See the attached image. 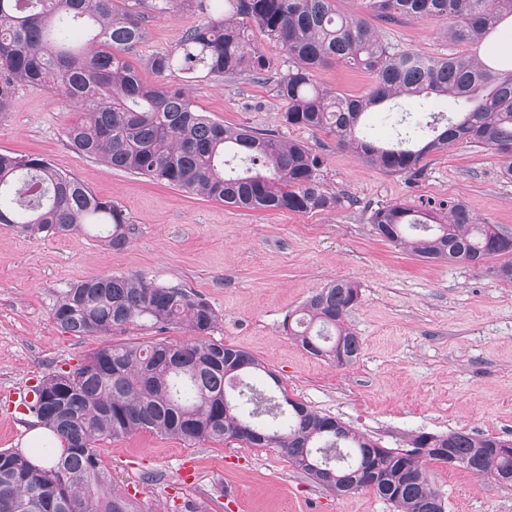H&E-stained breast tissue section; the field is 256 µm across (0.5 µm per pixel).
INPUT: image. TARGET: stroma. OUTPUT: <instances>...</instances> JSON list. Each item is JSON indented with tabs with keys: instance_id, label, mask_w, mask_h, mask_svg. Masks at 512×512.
Instances as JSON below:
<instances>
[{
	"instance_id": "1",
	"label": "stroma",
	"mask_w": 512,
	"mask_h": 512,
	"mask_svg": "<svg viewBox=\"0 0 512 512\" xmlns=\"http://www.w3.org/2000/svg\"><path fill=\"white\" fill-rule=\"evenodd\" d=\"M201 14L187 8L146 21L131 55L173 50ZM371 26L405 51L476 55V44L442 35L441 22L403 17ZM316 81L358 96L368 72L343 64L318 69ZM200 111L232 125L279 130L307 143L321 178L344 194L341 207L309 214L251 211L206 201L166 183L113 169L76 153L65 130L77 108L40 87H19L0 116V153L36 155L68 171L129 217V244L114 250L93 229L67 235L20 234L0 226V450L28 451L38 421L20 412L16 391L70 368L100 346L54 320L57 295L91 275L139 273L209 301L219 315L212 339L245 350L265 367L254 382L279 379L288 396L350 425L383 448L420 432L465 431L512 439V284L478 268L419 260L380 240L368 216L378 205L463 199L473 216L512 234V180L491 152L454 146L426 159L418 176L388 174L358 162L324 131L281 126L274 82L199 81L175 73ZM428 122L427 106L399 99L393 112L368 114L378 143L392 139L396 113ZM336 279L359 284L347 319L361 339L357 361L339 367L291 339L285 323L316 289ZM115 484L142 512H394L372 490L339 496L291 466L281 449L239 441L185 443L152 432L99 442ZM447 512H512V484L427 463Z\"/></svg>"
}]
</instances>
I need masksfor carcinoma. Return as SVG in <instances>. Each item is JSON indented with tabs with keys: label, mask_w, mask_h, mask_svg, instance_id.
I'll use <instances>...</instances> for the list:
<instances>
[{
	"label": "carcinoma",
	"mask_w": 512,
	"mask_h": 512,
	"mask_svg": "<svg viewBox=\"0 0 512 512\" xmlns=\"http://www.w3.org/2000/svg\"><path fill=\"white\" fill-rule=\"evenodd\" d=\"M150 0L157 18L187 6L203 15L180 45L145 58L164 78L199 73L208 80L275 79L280 123L326 131L336 146L391 174L417 176L424 160L450 146L483 148L504 159L512 177V69L477 59L408 52L374 32L362 16L339 15L333 0ZM377 18L441 21L451 41L470 43L512 14V0H364ZM145 13L126 0H0V115L22 85L39 86L82 110L65 131L76 152L193 196L246 210L323 212L341 206L320 179L319 157L275 130L225 125L196 110L187 91L143 81L129 61L146 38ZM256 29L286 53L281 64L249 39ZM343 63L371 73L363 96L323 87L317 69ZM406 96L452 99L459 110L431 115L432 135L412 125L392 143L368 139L369 111ZM390 244L429 262L465 264L512 284V235L480 224L461 199L383 204L369 216ZM0 224L20 232L65 234L87 224L103 229L115 250L129 242L126 214L74 175L33 155L0 154ZM361 302L359 285L338 279L313 293L286 329L308 353L338 366L361 353L346 324ZM56 323L74 336L109 335L135 321L187 327L183 342L105 343L69 370L34 387L30 407L53 438L30 454L0 450V512H140L112 484L97 443L154 432L186 443L235 439L277 447L307 478L338 495L372 489L395 512H446L425 463L474 474H512V439L464 431L421 432L403 448H381L305 404L279 402L248 383L226 398L235 376L264 372L250 353L207 338L213 306L185 288L160 286L140 274L91 276L53 304ZM64 445L55 447L54 438ZM55 458L45 468L36 459Z\"/></svg>",
	"instance_id": "1"
}]
</instances>
